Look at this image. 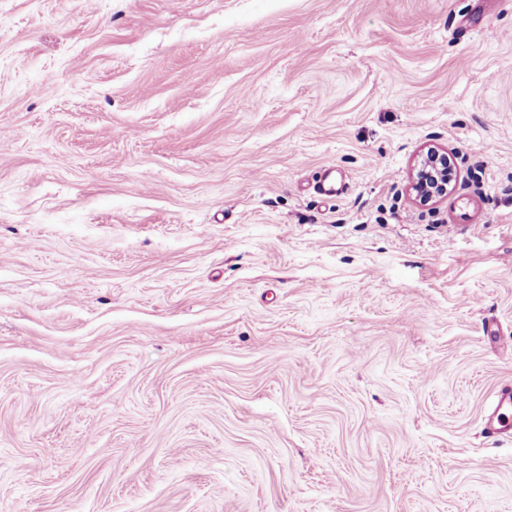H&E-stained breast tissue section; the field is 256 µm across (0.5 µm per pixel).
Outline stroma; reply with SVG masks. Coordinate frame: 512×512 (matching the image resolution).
<instances>
[{
  "label": "stroma",
  "mask_w": 512,
  "mask_h": 512,
  "mask_svg": "<svg viewBox=\"0 0 512 512\" xmlns=\"http://www.w3.org/2000/svg\"><path fill=\"white\" fill-rule=\"evenodd\" d=\"M508 383L512 0H0V512H512ZM421 161H423V164L421 163ZM421 161L419 162L416 174L414 175V185L417 188L423 187L428 191L431 189L428 186L429 184L435 185L433 188L435 189L434 192L437 195H446L448 193L447 177H443L442 173L439 170L431 168L430 165L436 168L437 164L442 161L445 164V166L442 167H448V182H450L451 169L450 166H448L447 154H442L440 156L438 152L431 151L429 157L425 155L423 156ZM418 173H420L419 177H417ZM442 180H444V182H442ZM346 189L343 179H336L333 169L326 170L315 183L316 192L326 199H334ZM485 430L493 435L511 434L512 430V385L501 388L496 395L493 408L484 419Z\"/></svg>",
  "instance_id": "obj_1"
}]
</instances>
